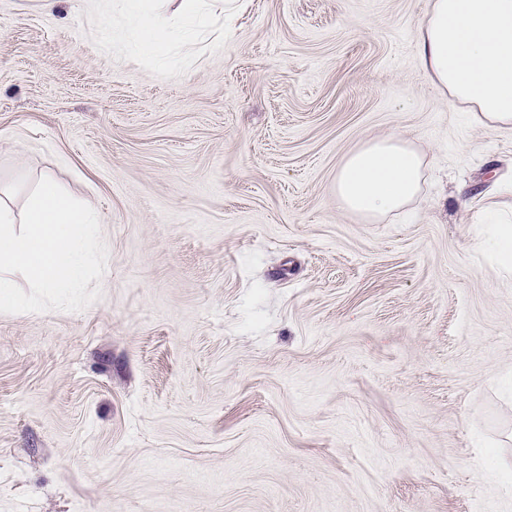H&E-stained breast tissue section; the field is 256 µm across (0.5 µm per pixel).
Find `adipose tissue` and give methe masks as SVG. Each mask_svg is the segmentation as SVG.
Here are the masks:
<instances>
[{
	"label": "adipose tissue",
	"mask_w": 512,
	"mask_h": 512,
	"mask_svg": "<svg viewBox=\"0 0 512 512\" xmlns=\"http://www.w3.org/2000/svg\"><path fill=\"white\" fill-rule=\"evenodd\" d=\"M128 19L153 49L167 47L172 24L128 0ZM426 79L464 105L480 126L512 128V0H430L415 31ZM422 154L407 140L367 142L336 173L341 206L371 220L405 209L424 180Z\"/></svg>",
	"instance_id": "obj_1"
}]
</instances>
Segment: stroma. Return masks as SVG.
<instances>
[{"label":"stroma","mask_w":512,"mask_h":512,"mask_svg":"<svg viewBox=\"0 0 512 512\" xmlns=\"http://www.w3.org/2000/svg\"><path fill=\"white\" fill-rule=\"evenodd\" d=\"M429 0H226L174 69L122 0H0V187L95 208L102 296L0 314V512H512V129L421 71ZM426 162L345 210L368 140ZM424 171V157L407 140H371L351 153L336 172V198L344 209L380 220L418 198ZM498 258L502 265H512V225L499 224L497 226V239L495 242Z\"/></svg>","instance_id":"35a3bbf8"}]
</instances>
